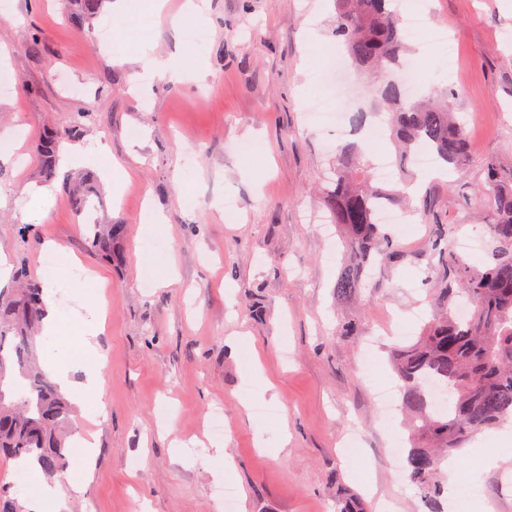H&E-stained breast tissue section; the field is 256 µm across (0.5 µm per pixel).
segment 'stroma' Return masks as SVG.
Instances as JSON below:
<instances>
[{
	"label": "stroma",
	"instance_id": "stroma-1",
	"mask_svg": "<svg viewBox=\"0 0 512 512\" xmlns=\"http://www.w3.org/2000/svg\"><path fill=\"white\" fill-rule=\"evenodd\" d=\"M184 0L154 17L147 0L111 8L87 24L64 0H0V45L16 80L0 90V135L17 125L21 158L0 157V252L12 269L41 278L42 243L57 245L53 284L81 299L108 295L100 349L102 396L76 411L80 433L97 444L92 461L58 474L86 491L66 512H421L420 492L388 451L409 448L400 382L389 363L397 337L387 328L418 314L428 321L438 280L427 264L429 222L405 209L409 231L400 263H377L366 288L337 298L342 262L325 236L324 178L349 130H333L306 109L321 97L360 99L367 124L372 96L360 80L337 88L315 73L337 52L329 32L333 0H209L205 37L192 60L204 79L173 86L153 79L143 92L128 75L143 39L165 55L187 42ZM402 16L421 14L449 44L406 61L426 74L423 95L453 92L468 126L470 161L436 176L408 165L406 180L427 197L439 222L484 238L467 222L485 179L484 162L512 163V0H393ZM83 117L81 145L108 147V164L127 169L119 191L98 168L46 175L37 152L44 130ZM259 142L261 154L239 148ZM49 190V219L25 226L16 204L25 185ZM163 216L152 234L146 210ZM122 224L109 261L90 250L83 216ZM158 241L152 266L176 260L175 282L143 287L139 255ZM354 323L353 334L342 331ZM263 375H250L253 365ZM252 410L243 413L242 398ZM224 417L223 457L207 443L205 421ZM189 443L182 459L172 440ZM467 464L446 473L447 512H512V426L479 433ZM232 470H225V460Z\"/></svg>",
	"mask_w": 512,
	"mask_h": 512
}]
</instances>
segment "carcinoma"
<instances>
[{"mask_svg": "<svg viewBox=\"0 0 512 512\" xmlns=\"http://www.w3.org/2000/svg\"><path fill=\"white\" fill-rule=\"evenodd\" d=\"M74 2L80 19L90 23L106 0ZM390 2L335 0L330 33L343 44L355 71L370 78L400 65L408 39ZM376 93L401 155L426 149L441 164H467L468 129L454 115L452 94L442 101L415 102L411 87L399 80L377 85ZM81 130L77 118L40 139L45 173L55 171L60 144L78 138ZM484 173L482 196L493 203L492 217L485 223L486 261L468 263L449 249L459 225H431L428 261H438L441 271L437 312L414 343L392 351L410 414L407 429L420 438L407 453L406 473L421 493L425 512H438L437 500L444 491L437 456L457 450L493 424L512 420V168L491 157ZM323 194L351 254L334 284L336 297L347 298L362 286L374 262L402 258L392 234L377 222L380 206L386 201L398 204L400 195L373 186L370 167L360 161L356 148L336 158ZM125 231L123 224L96 227L87 244L110 259ZM19 282V288L0 290V458L29 460L53 475L67 467L65 429L72 406L37 360L43 288L25 277ZM456 301L469 305L466 317L451 309ZM430 383L453 394L448 411L431 409Z\"/></svg>", "mask_w": 512, "mask_h": 512, "instance_id": "1", "label": "carcinoma"}]
</instances>
